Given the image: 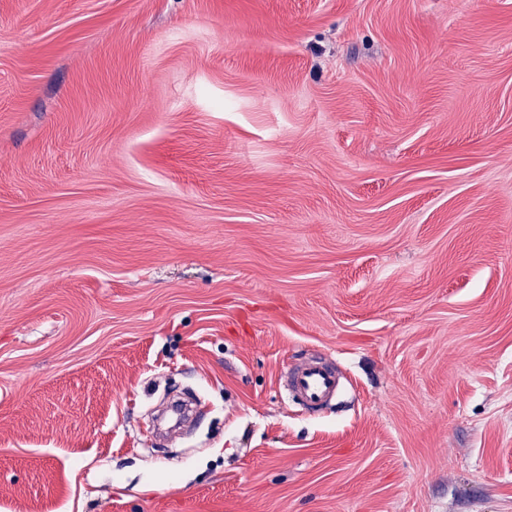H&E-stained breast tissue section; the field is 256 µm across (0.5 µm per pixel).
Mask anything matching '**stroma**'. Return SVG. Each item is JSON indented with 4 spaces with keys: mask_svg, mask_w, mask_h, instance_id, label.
<instances>
[{
    "mask_svg": "<svg viewBox=\"0 0 512 512\" xmlns=\"http://www.w3.org/2000/svg\"><path fill=\"white\" fill-rule=\"evenodd\" d=\"M0 512H512V0H0ZM285 387L289 397L315 413L333 401L342 388L337 363L322 356L307 358L289 369Z\"/></svg>",
    "mask_w": 512,
    "mask_h": 512,
    "instance_id": "stroma-1",
    "label": "stroma"
}]
</instances>
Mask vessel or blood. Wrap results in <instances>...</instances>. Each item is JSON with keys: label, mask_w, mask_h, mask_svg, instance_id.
Masks as SVG:
<instances>
[{"label": "vessel or blood", "mask_w": 512, "mask_h": 512, "mask_svg": "<svg viewBox=\"0 0 512 512\" xmlns=\"http://www.w3.org/2000/svg\"><path fill=\"white\" fill-rule=\"evenodd\" d=\"M341 388L336 362L322 356H313L295 364L286 377L287 395L310 413L333 401Z\"/></svg>", "instance_id": "b4317fda"}]
</instances>
